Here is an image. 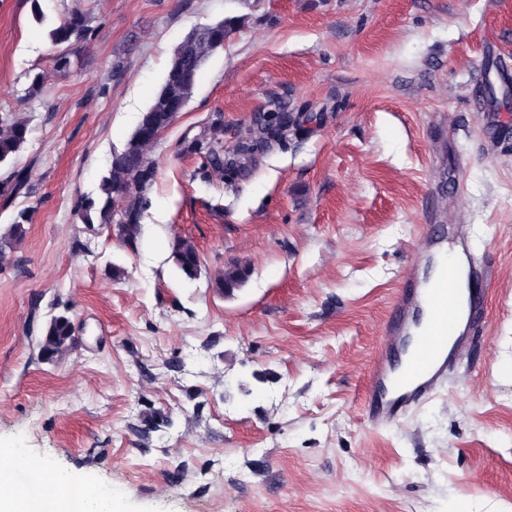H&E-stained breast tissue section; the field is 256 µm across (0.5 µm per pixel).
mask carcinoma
Listing matches in <instances>:
<instances>
[{
	"label": "carcinoma",
	"instance_id": "carcinoma-1",
	"mask_svg": "<svg viewBox=\"0 0 512 512\" xmlns=\"http://www.w3.org/2000/svg\"><path fill=\"white\" fill-rule=\"evenodd\" d=\"M93 17L79 9L69 10L49 31V39L56 48L53 57L55 69L66 75L74 66V43L91 32ZM241 25V19L229 18L190 31L175 47L170 66L153 102L141 112L137 124L124 149L116 154L107 174L102 177L97 196L83 197L77 206L85 224H116L121 234L132 240L140 233L146 207L145 194L155 181L157 162L148 153L174 122L173 114L187 106L192 97L197 76L206 57L224 48V40ZM32 132L30 121L13 112L0 113V200L8 206L17 197L28 193L29 169L14 166V160L27 144ZM249 151L237 143L224 147V140L214 137L208 141V156L212 168L224 172V166L241 162ZM31 214L21 209L13 216L4 232H0V262L7 251L25 235V225ZM172 258L176 267L187 277L197 274L199 255L196 246L182 238L175 241ZM248 276L247 267L236 264L227 267L216 279V287L231 291ZM74 343L70 318L54 316L40 340L41 357L53 361L72 348Z\"/></svg>",
	"mask_w": 512,
	"mask_h": 512
}]
</instances>
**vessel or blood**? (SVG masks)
<instances>
[{
  "instance_id": "b4317fda",
  "label": "vessel or blood",
  "mask_w": 512,
  "mask_h": 512,
  "mask_svg": "<svg viewBox=\"0 0 512 512\" xmlns=\"http://www.w3.org/2000/svg\"><path fill=\"white\" fill-rule=\"evenodd\" d=\"M421 238L436 270L407 273L384 325L387 337L371 359L365 410L372 425L400 421L446 384L453 354L480 323L484 302L473 286L479 272L467 233L426 224Z\"/></svg>"
}]
</instances>
